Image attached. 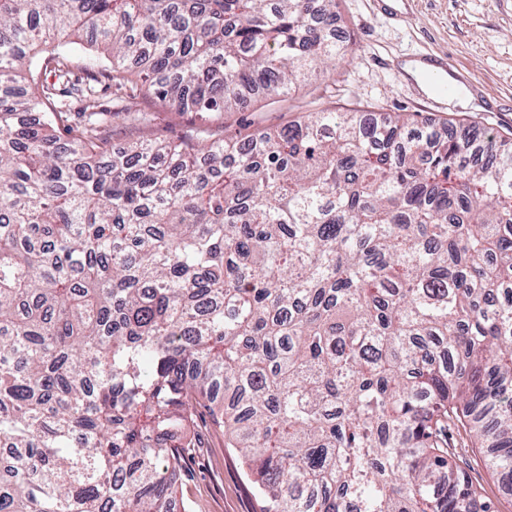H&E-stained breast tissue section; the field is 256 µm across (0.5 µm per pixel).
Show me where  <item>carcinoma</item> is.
Masks as SVG:
<instances>
[{
    "instance_id": "obj_1",
    "label": "carcinoma",
    "mask_w": 512,
    "mask_h": 512,
    "mask_svg": "<svg viewBox=\"0 0 512 512\" xmlns=\"http://www.w3.org/2000/svg\"><path fill=\"white\" fill-rule=\"evenodd\" d=\"M336 21L0 0V512H186L199 407L263 512H500L473 451L512 495L511 139L323 108L112 152L97 84L137 121L284 101L351 54ZM456 463L462 470L468 473L474 481L476 480L482 484L485 496L495 503L498 502L501 511L507 512L510 510L511 507L508 500L502 496L497 482L486 470L483 460L469 454L462 459L456 460Z\"/></svg>"
}]
</instances>
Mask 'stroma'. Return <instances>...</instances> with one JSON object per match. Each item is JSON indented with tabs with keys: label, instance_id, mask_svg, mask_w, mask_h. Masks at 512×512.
Segmentation results:
<instances>
[{
	"label": "stroma",
	"instance_id": "obj_1",
	"mask_svg": "<svg viewBox=\"0 0 512 512\" xmlns=\"http://www.w3.org/2000/svg\"><path fill=\"white\" fill-rule=\"evenodd\" d=\"M336 11L353 55L334 75L306 84L287 102L251 101L236 112H181L153 100L143 106L148 122L139 124L115 115L111 91L98 92V104L114 113L113 151L137 140L178 143L205 129L240 139L326 106L396 114L414 123H475L512 139V0H336ZM426 52L480 81L495 111H484L483 100L452 107L424 93L404 65ZM191 432L195 445L184 449L178 479L188 512H262L240 458L225 447L223 432L206 411L196 414Z\"/></svg>",
	"mask_w": 512,
	"mask_h": 512
}]
</instances>
